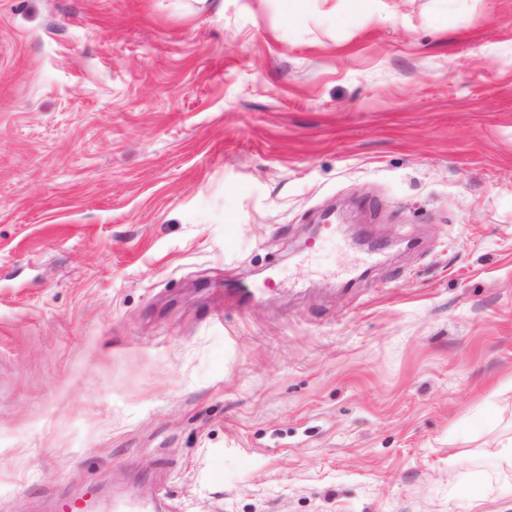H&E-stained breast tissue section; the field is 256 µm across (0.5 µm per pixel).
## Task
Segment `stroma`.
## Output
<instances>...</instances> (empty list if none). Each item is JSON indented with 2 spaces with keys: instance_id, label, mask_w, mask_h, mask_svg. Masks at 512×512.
<instances>
[{
  "instance_id": "35a3bbf8",
  "label": "stroma",
  "mask_w": 512,
  "mask_h": 512,
  "mask_svg": "<svg viewBox=\"0 0 512 512\" xmlns=\"http://www.w3.org/2000/svg\"><path fill=\"white\" fill-rule=\"evenodd\" d=\"M122 493L512 512V0H0V512Z\"/></svg>"
}]
</instances>
